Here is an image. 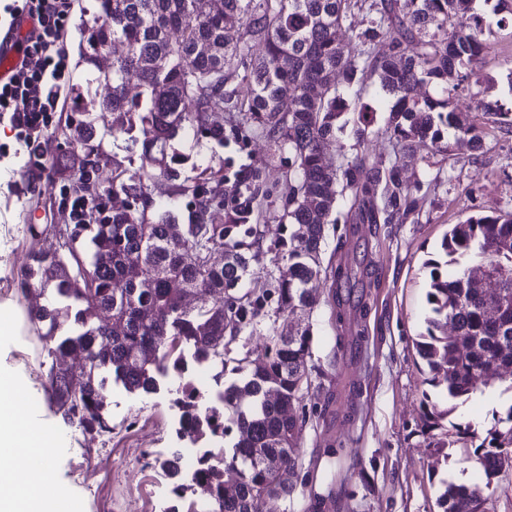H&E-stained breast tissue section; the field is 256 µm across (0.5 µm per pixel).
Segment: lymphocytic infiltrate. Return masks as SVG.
I'll return each mask as SVG.
<instances>
[{
  "mask_svg": "<svg viewBox=\"0 0 512 512\" xmlns=\"http://www.w3.org/2000/svg\"><path fill=\"white\" fill-rule=\"evenodd\" d=\"M74 8L75 0H0V32L17 31L25 17L32 22L19 67L0 83V121L8 120L11 129L36 128L66 106L70 76L63 43Z\"/></svg>",
  "mask_w": 512,
  "mask_h": 512,
  "instance_id": "f902f5d3",
  "label": "lymphocytic infiltrate"
}]
</instances>
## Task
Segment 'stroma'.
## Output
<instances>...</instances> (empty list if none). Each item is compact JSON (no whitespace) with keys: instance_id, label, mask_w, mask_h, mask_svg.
I'll use <instances>...</instances> for the list:
<instances>
[{"instance_id":"stroma-1","label":"stroma","mask_w":512,"mask_h":512,"mask_svg":"<svg viewBox=\"0 0 512 512\" xmlns=\"http://www.w3.org/2000/svg\"><path fill=\"white\" fill-rule=\"evenodd\" d=\"M496 3L473 0L489 50L470 78L471 88L459 89L453 102L472 113L479 101L499 103L504 122L486 125L484 146L474 154L456 151L449 138L438 148L416 143L400 151L403 179L421 181L426 195L418 221L327 227L322 264L349 267L350 298L336 305L334 279L320 278L316 306L301 315L313 336L312 389L302 409L304 487L295 500H274L276 512H438L441 480L475 476L469 449H450L447 463L436 461L423 421L422 394L429 386L416 343L425 330L430 263L441 259L449 228L471 215L512 213V30L497 28ZM246 136L242 147L187 141L179 148L197 149L216 169L265 168L273 194H280L282 173L268 163L266 140L256 131ZM0 144L13 149L0 159V312L16 318L22 228L41 212L6 186L16 180L21 159L5 123ZM50 363L23 327L0 343V367L20 376L24 403L56 439L54 470L76 512H125L130 495L138 498L140 512H160L170 492L157 461L170 447L171 422L160 398L114 391L109 401L117 430L110 440L93 441L49 408ZM510 401L512 391L499 384L458 405L451 419L482 433L494 411Z\"/></svg>"}]
</instances>
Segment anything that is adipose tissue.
<instances>
[{"mask_svg":"<svg viewBox=\"0 0 512 512\" xmlns=\"http://www.w3.org/2000/svg\"><path fill=\"white\" fill-rule=\"evenodd\" d=\"M17 377L0 370V512H67L70 493L55 478L49 450L53 439L26 408L17 406Z\"/></svg>","mask_w":512,"mask_h":512,"instance_id":"ef3b65f1","label":"adipose tissue"}]
</instances>
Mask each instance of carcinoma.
<instances>
[{
    "mask_svg": "<svg viewBox=\"0 0 512 512\" xmlns=\"http://www.w3.org/2000/svg\"><path fill=\"white\" fill-rule=\"evenodd\" d=\"M470 0H93L80 24V57L91 66L83 89L93 92L71 112H57L20 140L28 161L20 181L28 201L63 219L66 248L44 247L57 225H24L29 244L16 279L28 332L51 358L50 406L83 435L112 436L110 392L157 395L172 377L180 427L200 455L185 481L180 458L160 461L172 487L169 512L191 496L205 512H266L273 498L294 500L304 484L298 447L305 419L298 410L312 386L310 326H273L262 361L233 359L239 382L224 386L230 345L257 325L267 297L242 291L254 263L284 261L276 278L277 305L293 312L316 304L326 226L337 223L338 192L348 193L347 224H389L418 212L419 184L406 183L397 160L362 150L338 166L325 162L336 145L343 114L356 112L357 146L368 136L374 108L363 103L370 82L396 97L385 134L410 147L439 146L452 132L460 151L483 147L485 128L450 107L487 50L482 29L459 27ZM362 16L356 22V16ZM349 32L342 41L337 33ZM121 47L112 64L100 51ZM244 94L228 88L235 77ZM428 83L443 96L420 95ZM132 85L139 89L126 93ZM269 141L273 155L288 153V193L280 220L288 241L264 246L271 219L260 170L241 165L230 176L179 151L187 138L238 141L224 112ZM109 114L112 127L98 123ZM125 136L127 154H107L106 137ZM112 168V180L103 171ZM171 191L156 201L151 187ZM50 186L47 200L34 189ZM87 200L80 223L63 205ZM222 258L212 257L216 247ZM444 263L432 262L425 332L417 350L431 387L448 407L423 394L425 425L443 428L456 405L477 392L475 379L509 382L512 390V297L491 315L483 279L473 262L512 275V214L473 215L442 240ZM146 277H129L132 258ZM207 294L221 303L187 296ZM213 371L217 401L193 386L195 367ZM229 449L212 447L217 429ZM476 440L469 424L449 423L439 448ZM474 454L475 483L441 481L439 512H489L490 490L512 455V403L493 413Z\"/></svg>",
    "mask_w": 512,
    "mask_h": 512,
    "instance_id": "cac0c4a2",
    "label": "carcinoma"
}]
</instances>
